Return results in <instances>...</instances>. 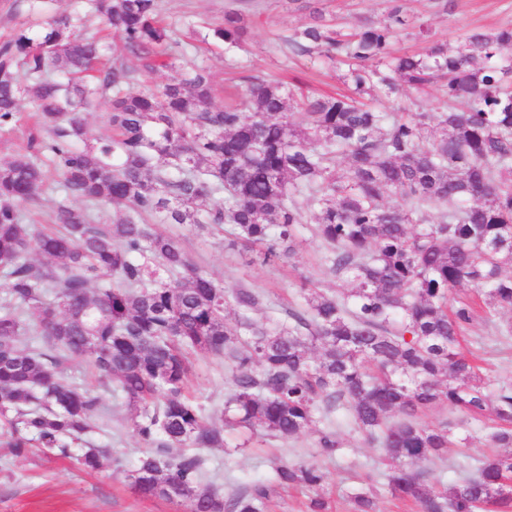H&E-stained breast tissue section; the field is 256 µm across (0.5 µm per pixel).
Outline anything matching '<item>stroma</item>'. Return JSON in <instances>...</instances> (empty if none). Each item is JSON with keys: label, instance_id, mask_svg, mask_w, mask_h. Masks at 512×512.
I'll use <instances>...</instances> for the list:
<instances>
[{"label": "stroma", "instance_id": "35a3bbf8", "mask_svg": "<svg viewBox=\"0 0 512 512\" xmlns=\"http://www.w3.org/2000/svg\"><path fill=\"white\" fill-rule=\"evenodd\" d=\"M159 4L165 23L185 46L183 54L172 69L149 71L144 60L130 53L125 56L127 65L138 71L142 86L154 90L178 77L181 68L206 66L218 105L241 99L243 87L230 83L231 77L241 71L286 81L309 95L342 90L341 69L318 58H287L276 35L309 24L313 7L348 29L366 19L386 21L391 7L389 0H248L244 5L239 0H159ZM405 7L413 23L400 29L394 38L392 49L397 53L421 50L418 25L422 22L428 24L433 38L451 44L470 30L512 24V0H453L447 12L437 8L434 0H406ZM234 8L247 24V34L239 46L228 48L213 41L205 44L200 35L194 34L192 23H220L225 10ZM61 15L78 19L83 33L101 36L112 44L117 41L104 16L91 12L88 0H0V43L21 28ZM167 230L181 239L189 256L215 282L227 288H255L265 294L266 303L250 314L259 325L284 318L288 306L299 303L304 281H312L324 290L336 286L324 263L323 245L308 235L292 258L266 265L252 252L225 248L223 236L200 233L193 225L171 224ZM510 321L512 310L507 309L492 316L479 315L466 331L461 348L466 353L481 354L491 377L512 381V337L500 334ZM66 376L100 396L104 428L90 434L89 439L110 444L112 455L98 471L86 473L77 468L74 459L59 458L38 448L17 457L0 447V512H187L184 506L163 499L141 497L130 487L126 475L136 465L143 443L128 422L124 400L102 386L84 360H70ZM189 388L206 415L221 421L224 397L230 389L223 359L198 358ZM333 427L342 445L333 459L317 455L321 427L316 424L290 440L255 436L245 452L236 451V438H227L225 448L204 450L206 478L230 491L268 477L270 461L275 457L318 462L327 472L319 491H278L269 500L266 512H309L311 499L318 495L328 501L329 512H350L349 495L368 473L375 478L376 512H412L411 504L395 500L388 493L381 475L379 448L367 443L346 420L334 422ZM457 433L465 438V445L450 448L447 461L426 464L432 481L451 483L461 479L465 474L462 457L483 460L493 455L485 423L459 424Z\"/></svg>", "mask_w": 512, "mask_h": 512}]
</instances>
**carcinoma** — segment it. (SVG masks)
<instances>
[{"label":"carcinoma","instance_id":"obj_1","mask_svg":"<svg viewBox=\"0 0 512 512\" xmlns=\"http://www.w3.org/2000/svg\"><path fill=\"white\" fill-rule=\"evenodd\" d=\"M90 2L122 50L152 70L174 65L158 0ZM391 3L384 23L344 32L316 9L311 23L277 36L291 57L345 68L347 92L336 95L300 97L250 74L240 76L241 103L218 106L204 67L157 92L139 89L121 54L97 69L109 46L71 36L65 15L0 47V128L29 96L49 135L30 136L25 152L0 163V417L12 454L38 447L69 457L97 428L100 397L63 371L67 356H87L145 444L129 475L143 497L188 512H263L281 488L320 486L321 467L276 459L269 480L224 495L204 483L201 451L224 447L235 431L294 439L341 412L380 448L392 497L422 512H512V453L430 483L422 464L462 439L446 422L418 421L435 407L466 420L487 414L493 446L512 448V382L494 381L459 348L477 311L512 309V25L451 46L420 24L423 51L393 54L409 20L401 0ZM210 33L239 43L240 13L225 12ZM431 84L442 92L439 112L374 106ZM99 95L109 96L112 135L91 145L80 111ZM51 179L62 198L48 213L57 230L46 232L23 223L16 204L39 202ZM388 194L403 205H388ZM108 205L120 217L103 224ZM309 207L336 291L303 286L288 321L265 328L249 317L262 293L220 286L156 231L227 225V248L259 245L267 263L295 254ZM27 334L43 346L22 345ZM193 354L227 364L221 425L185 394ZM317 449L333 457L336 432L324 428ZM109 456L83 448L77 461L93 472ZM350 500L352 512H375L374 485Z\"/></svg>","mask_w":512,"mask_h":512}]
</instances>
